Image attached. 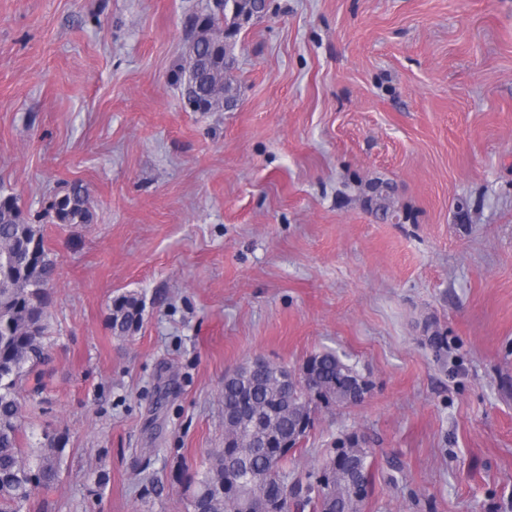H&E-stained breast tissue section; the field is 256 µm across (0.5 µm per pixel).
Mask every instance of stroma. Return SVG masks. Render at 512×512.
<instances>
[{"label": "stroma", "instance_id": "stroma-1", "mask_svg": "<svg viewBox=\"0 0 512 512\" xmlns=\"http://www.w3.org/2000/svg\"><path fill=\"white\" fill-rule=\"evenodd\" d=\"M211 3L0 0V192L57 263L22 442H65L20 512H192L225 373L324 350L370 391L318 406L291 468L357 434L362 512H512V0H271L238 107L195 112L173 75ZM75 184L91 222L53 223ZM142 303L133 295H122L112 302L110 326L115 335L134 332L142 320Z\"/></svg>", "mask_w": 512, "mask_h": 512}]
</instances>
